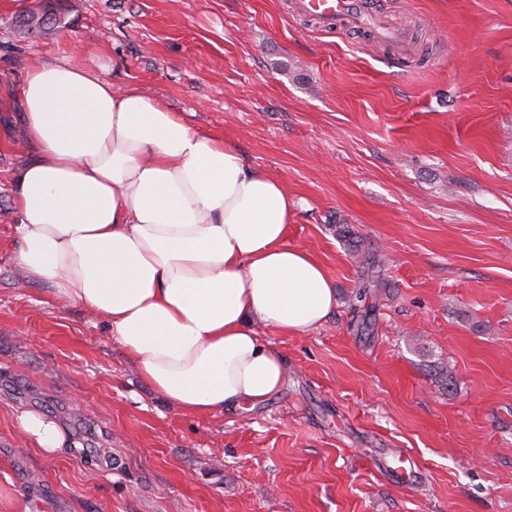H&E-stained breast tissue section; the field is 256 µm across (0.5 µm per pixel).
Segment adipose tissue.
<instances>
[{
  "mask_svg": "<svg viewBox=\"0 0 512 512\" xmlns=\"http://www.w3.org/2000/svg\"><path fill=\"white\" fill-rule=\"evenodd\" d=\"M33 158L16 175L18 263L103 318L142 379L188 414L257 406L285 381L263 324L300 335L336 306L323 265L288 246L295 205L222 136L71 58L39 59L20 90ZM44 455L67 434L20 411Z\"/></svg>",
  "mask_w": 512,
  "mask_h": 512,
  "instance_id": "obj_1",
  "label": "adipose tissue"
}]
</instances>
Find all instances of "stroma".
Here are the masks:
<instances>
[{
    "instance_id": "35a3bbf8",
    "label": "stroma",
    "mask_w": 512,
    "mask_h": 512,
    "mask_svg": "<svg viewBox=\"0 0 512 512\" xmlns=\"http://www.w3.org/2000/svg\"><path fill=\"white\" fill-rule=\"evenodd\" d=\"M63 2L40 36L18 19L42 0H0V488L29 512H512V0H372L403 56L291 0ZM71 56L295 200L287 244L336 307L301 335L257 325L286 363L267 404L181 412L102 318L19 266L20 89L34 59ZM359 249L383 259L365 333ZM29 408L73 446L22 440Z\"/></svg>"
}]
</instances>
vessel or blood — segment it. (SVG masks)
<instances>
[{
    "mask_svg": "<svg viewBox=\"0 0 512 512\" xmlns=\"http://www.w3.org/2000/svg\"><path fill=\"white\" fill-rule=\"evenodd\" d=\"M298 13L317 25L328 26L342 21L353 28L369 32L376 41L402 42V35L377 17L367 0H296Z\"/></svg>",
    "mask_w": 512,
    "mask_h": 512,
    "instance_id": "1",
    "label": "vessel or blood"
}]
</instances>
